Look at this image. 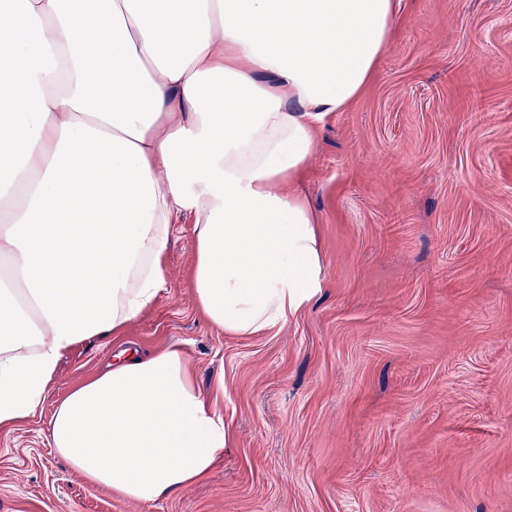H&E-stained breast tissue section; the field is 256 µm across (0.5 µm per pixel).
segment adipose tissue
I'll list each match as a JSON object with an SVG mask.
<instances>
[{"label": "adipose tissue", "instance_id": "adipose-tissue-1", "mask_svg": "<svg viewBox=\"0 0 512 512\" xmlns=\"http://www.w3.org/2000/svg\"><path fill=\"white\" fill-rule=\"evenodd\" d=\"M400 0H0V430L79 344L153 305L178 214L228 336L322 287L298 185L320 116L363 91ZM230 431L185 351L115 356L58 403L52 448L142 504L203 480Z\"/></svg>", "mask_w": 512, "mask_h": 512}]
</instances>
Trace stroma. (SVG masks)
<instances>
[{"instance_id":"35a3bbf8","label":"stroma","mask_w":512,"mask_h":512,"mask_svg":"<svg viewBox=\"0 0 512 512\" xmlns=\"http://www.w3.org/2000/svg\"><path fill=\"white\" fill-rule=\"evenodd\" d=\"M302 188L319 296L224 335L198 309L195 217L179 214L154 304L67 355L34 416L0 431V512H512V0H401ZM169 345L233 442L145 506L69 469L49 423L105 360Z\"/></svg>"}]
</instances>
